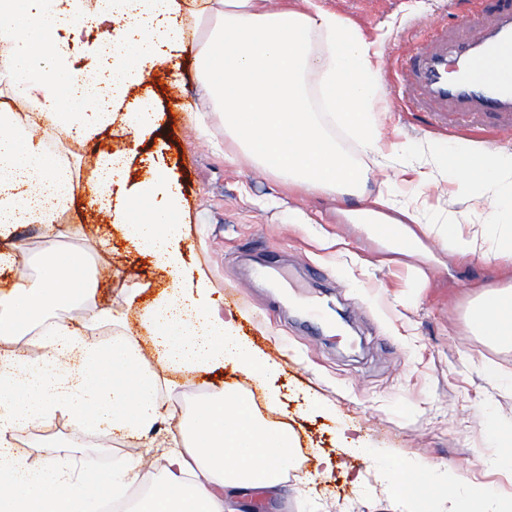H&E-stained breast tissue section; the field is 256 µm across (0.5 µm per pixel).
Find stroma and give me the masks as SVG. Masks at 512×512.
<instances>
[{
  "label": "stroma",
  "instance_id": "obj_1",
  "mask_svg": "<svg viewBox=\"0 0 512 512\" xmlns=\"http://www.w3.org/2000/svg\"><path fill=\"white\" fill-rule=\"evenodd\" d=\"M353 24L380 68L383 94L380 148L423 139L512 147V133L495 118H480L475 130L458 135L439 130L440 113L416 102L403 85L392 55L412 54L436 29L466 40L474 0H316ZM180 73L159 65L133 89L130 99L150 101L161 119L139 146L114 130L91 142H73L65 160L75 172L73 203L57 217L53 232L37 225L0 231V251L21 245L12 265L0 266V296L20 277L36 278L57 246L83 254L94 274V298L112 318L86 330L90 342L117 337L134 342L158 380L157 401L168 418L145 438L87 434L60 416L51 425L14 433L17 454L36 458L39 448L67 446L77 456L93 452L109 471L132 457L145 466L128 489L136 501L164 476L163 450L179 438V416L223 386L247 397L269 425L287 428L296 450L294 465L274 489H239L238 512H417L401 496V467L417 463L457 475V482L429 497L428 512H441L454 495L468 512H503L512 500V471L494 463L512 446V347L488 344L469 324V310L485 293L512 287V256L488 248L483 255L454 251L432 225L415 224L417 251L405 254L379 239L352 216L372 208L383 178L372 155L341 130L332 133L364 170L362 194L307 192L260 171L224 134L220 114L202 113L192 58L182 55ZM187 96L170 109V89ZM132 153L128 178L167 169L178 182L185 214L179 247L188 270H204L216 303L236 293L239 336L276 366L267 382L249 379L229 365L207 372L173 370L159 363L143 315L170 291L171 277L123 235L105 213H88L87 187L100 153ZM399 185L433 212L453 207L463 231L485 225L488 210L460 203L455 179L421 184L409 169H396ZM268 267L271 281L256 282L253 267ZM327 271L317 282L313 273ZM320 305L334 325L323 334L306 327L307 310ZM389 454V467L354 451V444ZM329 458L336 468L322 471Z\"/></svg>",
  "mask_w": 512,
  "mask_h": 512
}]
</instances>
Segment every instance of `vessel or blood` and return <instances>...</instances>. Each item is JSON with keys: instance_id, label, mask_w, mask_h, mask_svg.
Here are the masks:
<instances>
[{"instance_id": "1", "label": "vessel or blood", "mask_w": 512, "mask_h": 512, "mask_svg": "<svg viewBox=\"0 0 512 512\" xmlns=\"http://www.w3.org/2000/svg\"><path fill=\"white\" fill-rule=\"evenodd\" d=\"M512 45V7H500L479 38L449 43L436 33L404 61L408 84L432 103L466 112H496L512 124V80L498 77L501 50Z\"/></svg>"}]
</instances>
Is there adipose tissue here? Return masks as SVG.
I'll return each mask as SVG.
<instances>
[{
    "label": "adipose tissue",
    "mask_w": 512,
    "mask_h": 512,
    "mask_svg": "<svg viewBox=\"0 0 512 512\" xmlns=\"http://www.w3.org/2000/svg\"><path fill=\"white\" fill-rule=\"evenodd\" d=\"M98 38L91 51L100 83L87 91L70 54L82 25ZM111 64H104V50ZM192 54L195 77L225 134L262 171L310 191L356 188L363 175L329 131L353 134L380 169L413 157L431 175H453L467 202L490 208L493 226L464 235L447 216L432 217L438 235L464 254L512 251V150L480 144L423 142L404 145L398 157L379 147L380 82L360 32L335 12L261 7L259 0H0V78L13 104L0 108V229L14 224H55L72 202L73 173L58 142L92 141L124 123L132 143L157 125L158 114L140 105L120 109L147 69ZM81 109L59 108L61 90ZM124 154L101 153L91 190L111 223L143 252L169 269L176 286L146 316L159 357L170 367L205 371L229 364L248 378H268L273 367L242 342L233 320L214 315L205 271L184 275L174 247L183 222L182 196L165 170L131 183ZM372 218L401 229L420 222L393 178H386ZM83 259L53 255L40 276L18 281L0 298V336L30 339L24 361L0 363V512H104L126 502L143 461L99 471L93 460L67 448L42 449L37 460L19 457L8 434L33 422L70 416L83 430L142 437L158 423L157 379L136 345L118 340L98 347L65 322L39 328L50 310L87 299L89 322L104 317L91 305ZM474 332L494 344L512 341V289L486 294L469 317ZM179 446L166 449V476L144 505L129 512H236L228 491L275 487L292 464L285 430L261 424L242 399L217 389L194 411Z\"/></svg>",
    "instance_id": "obj_1"
}]
</instances>
